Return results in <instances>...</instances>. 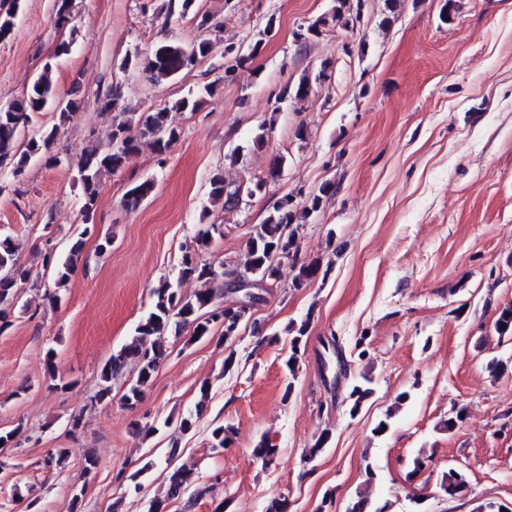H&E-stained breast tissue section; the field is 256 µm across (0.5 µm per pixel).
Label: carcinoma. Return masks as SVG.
Here are the masks:
<instances>
[{"label": "carcinoma", "instance_id": "obj_1", "mask_svg": "<svg viewBox=\"0 0 512 512\" xmlns=\"http://www.w3.org/2000/svg\"><path fill=\"white\" fill-rule=\"evenodd\" d=\"M20 6L21 0H0V42L6 41L13 32ZM167 10L171 16L193 15L200 29L212 26L210 16L197 9V0H168ZM359 18L360 9L354 8L350 0H336L330 17L307 26L305 31L298 33V40L305 43L311 37L320 35L321 28L331 21L349 28ZM212 51L213 45L208 39L190 48L178 43H165L142 61L137 56L126 60L122 68L139 67L151 82L160 83L192 70ZM328 69L329 66L325 64L317 74L302 76L296 85L283 90L279 100H304L310 92L311 84L327 77ZM50 72L51 66L48 65L34 79L22 100L0 107V173L8 168L17 177L34 158H41L49 165L61 163L58 156L49 154L50 146L59 129L72 120L80 102L70 99L64 107H58ZM121 100V84L115 82L104 94L102 106L112 110L120 106ZM201 103L202 100L191 92L170 107L166 105L140 112L134 117L120 118L112 126L111 146L108 149L90 147L84 150L76 167V181L83 191V204L79 211V225L82 229L74 230L67 253L62 257L56 256L55 247L51 243H46L45 266L53 268L55 273L56 291L48 294L51 302L62 300L60 290L68 287L83 254L85 236L95 221L97 186L101 174L121 170L129 158L139 151L140 140L143 138L150 139L157 153L167 152L180 138L179 132L167 123L169 109L194 111ZM49 108L53 110L55 123L49 129L36 126V114ZM210 185L212 200L223 201L226 210L238 206L241 194L253 196L265 187V183L258 181L231 189L224 183L220 172L213 175ZM154 189L155 183L151 180L133 187L126 193L127 207L137 208ZM334 194L335 184L326 181L300 202L293 194L286 193L278 197L272 203L266 219L253 225L249 232L244 260L237 265L240 272L254 281L277 282L282 267L279 255L286 254L291 266L298 269L294 287L300 288L315 280L320 273L319 263L300 261L298 221L301 218L308 219L321 208L324 199ZM216 231L218 228L213 224L196 231L179 270V278L200 281L205 288L187 297L179 292L174 283L164 280L158 287L151 289L150 312L136 326L131 342L113 353L101 368V387L95 395L97 402L112 401V378L124 373L132 365L136 368V376L123 394L122 401L129 408L137 407L144 397L145 387L171 354V343L177 341L184 332H191L194 339H202L217 330L219 338L228 344L238 336L242 323L251 319L252 312L244 308L224 306V265H216L202 258V254L211 249ZM16 252L17 245L13 239L8 236L0 238V333L7 329L8 318L21 302L22 285L40 278V273H34L19 264ZM309 323L310 320L306 319L285 328V333L290 336L287 366L293 377L298 371L302 342L307 335ZM494 329L502 341L512 337V306H506L498 312ZM372 394L373 388L366 384L353 385L349 392V397L353 399L351 411H357L360 404ZM231 441L232 427L218 424L212 428L211 448H226ZM278 455L279 449L263 439L251 451L254 460L269 458L274 461ZM167 481L166 498L152 501L149 512H161L167 503L173 501L182 503V512H192L197 500L211 491L208 486H194L189 472L181 466L168 471ZM467 487L468 474L463 468L450 467L439 478V488L446 497L454 498ZM388 508V504H380L368 494L359 493L348 503L345 512H388Z\"/></svg>", "mask_w": 512, "mask_h": 512}]
</instances>
